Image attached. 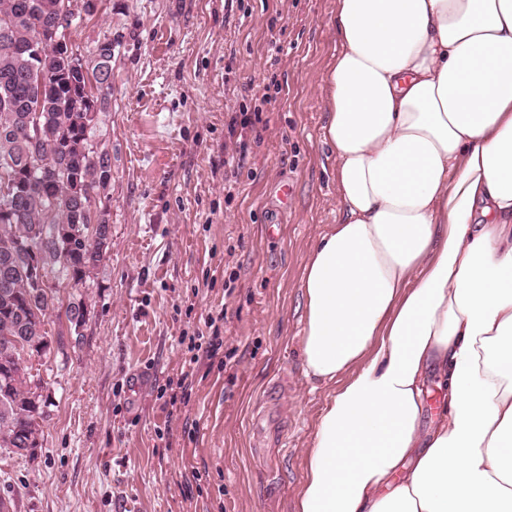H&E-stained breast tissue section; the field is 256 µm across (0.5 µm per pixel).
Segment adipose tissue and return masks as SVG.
I'll use <instances>...</instances> for the list:
<instances>
[{
	"instance_id": "adipose-tissue-1",
	"label": "adipose tissue",
	"mask_w": 512,
	"mask_h": 512,
	"mask_svg": "<svg viewBox=\"0 0 512 512\" xmlns=\"http://www.w3.org/2000/svg\"><path fill=\"white\" fill-rule=\"evenodd\" d=\"M335 24L340 218L301 354L339 387L296 512H512V0H336ZM425 402L426 406L423 421L424 424H428L432 420L437 419L442 411V394L434 377H431L427 383Z\"/></svg>"
}]
</instances>
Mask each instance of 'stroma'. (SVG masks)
I'll list each match as a JSON object with an SVG mask.
<instances>
[{
  "instance_id": "1",
  "label": "stroma",
  "mask_w": 512,
  "mask_h": 512,
  "mask_svg": "<svg viewBox=\"0 0 512 512\" xmlns=\"http://www.w3.org/2000/svg\"><path fill=\"white\" fill-rule=\"evenodd\" d=\"M335 12L336 0H97L67 31L89 64L112 43L94 136L112 165V236L93 281L58 288L33 364L35 458L0 447L16 512H295L337 388L307 377L300 353L305 258L340 216L323 141ZM241 110L264 124L228 171ZM73 302L89 310L75 342ZM208 313L224 345L189 364ZM186 370V401L165 407L158 388Z\"/></svg>"
}]
</instances>
